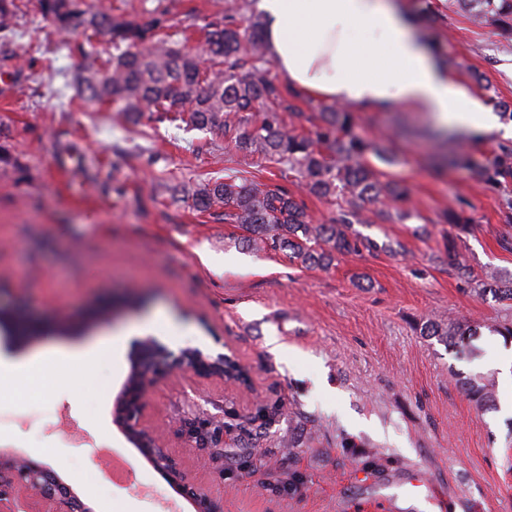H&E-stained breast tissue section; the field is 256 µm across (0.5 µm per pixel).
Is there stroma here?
I'll return each mask as SVG.
<instances>
[{
	"label": "stroma",
	"instance_id": "obj_1",
	"mask_svg": "<svg viewBox=\"0 0 512 512\" xmlns=\"http://www.w3.org/2000/svg\"><path fill=\"white\" fill-rule=\"evenodd\" d=\"M438 18L426 29L450 69L488 105L512 102V37L478 25L448 0H415ZM17 28L38 29L28 52L0 38V143L14 162L0 165V286L37 320L65 313L67 331L32 339L0 327V351L14 359L44 349L97 347L93 370L48 362L0 386V450L50 466L91 507L112 512H195L147 460L130 484L87 477L101 449L133 452L113 422L115 397L130 372L116 347L155 335L169 348L226 353L247 384L212 381L180 369L149 390L144 425L162 432L169 454L223 498L224 512H512V415L473 407L459 378L493 375L503 349L492 327L512 304L482 298L449 270L445 241L475 274H512V223L500 193L464 168L437 171L448 149L491 158L512 145V122L475 140H447L436 113L394 105L359 109V132L391 151L372 166L409 187L405 218L375 220L365 207L352 231L360 252L326 268H304L257 251L222 216L201 213L159 187L166 174L200 175L233 166L257 171L259 158L229 154L220 131L157 125L135 135L113 111L63 98L41 85L49 68L72 76L84 58L74 37L23 0ZM109 170L113 184L98 173ZM464 208L466 231L440 221ZM430 318L466 320L485 331L470 359L422 335ZM284 343L274 352L266 344ZM271 408L259 418V406ZM222 429L216 448H198L185 421ZM376 451L362 471L352 451Z\"/></svg>",
	"mask_w": 512,
	"mask_h": 512
}]
</instances>
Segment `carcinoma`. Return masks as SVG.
<instances>
[{"mask_svg": "<svg viewBox=\"0 0 512 512\" xmlns=\"http://www.w3.org/2000/svg\"><path fill=\"white\" fill-rule=\"evenodd\" d=\"M479 24L512 34V0H453ZM43 18L61 33L103 36L112 43V55L100 60L84 56L85 66L72 82L74 98L115 107L125 123L168 121L178 126L224 133V142L240 153L258 156L274 165L276 179L263 182L241 170L222 177L188 180L175 192L190 199L202 213L223 210L224 223L235 224L242 240L256 250L283 252L305 268L327 267L336 256L359 250L350 225L360 220L367 203L380 204L377 218H404L401 205L410 195L407 186L385 179L367 156L387 160L386 150L361 137L357 113L326 107L306 112L302 95L277 82L267 68L263 23L250 12L249 0H233L204 32L210 66L200 69L196 56L181 46L188 40L191 22H173L175 4L158 0L129 19L127 4L112 13L94 11L86 0H38ZM20 0H0V35L15 36ZM253 123L244 130L243 126ZM450 165L470 168L474 178L503 192L500 211L512 221V146H504L491 159L477 163L455 154ZM299 180L305 192L339 203L332 224H314L306 201L291 189ZM448 267L474 285L482 296L512 300V279L493 274L479 278L467 267L455 239L446 243ZM423 334L450 347L479 338L466 321L448 325L428 320ZM463 394L479 410L495 408V379L474 375L461 380Z\"/></svg>", "mask_w": 512, "mask_h": 512, "instance_id": "cac0c4a2", "label": "carcinoma"}]
</instances>
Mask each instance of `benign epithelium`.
Listing matches in <instances>:
<instances>
[{"mask_svg": "<svg viewBox=\"0 0 512 512\" xmlns=\"http://www.w3.org/2000/svg\"><path fill=\"white\" fill-rule=\"evenodd\" d=\"M131 372L115 399L113 420L127 439L146 456L165 480L195 505L196 512H224V500L191 480L164 448L161 436L140 425L151 385L173 369H184L204 378H224L225 355H208L197 348L177 352L154 337L131 344ZM182 432L196 445L209 448L218 441L200 421L185 423ZM34 498V512H94L50 467L22 456L0 453V512H16L15 495Z\"/></svg>", "mask_w": 512, "mask_h": 512, "instance_id": "obj_1", "label": "benign epithelium"}]
</instances>
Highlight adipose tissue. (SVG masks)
<instances>
[{
	"mask_svg": "<svg viewBox=\"0 0 512 512\" xmlns=\"http://www.w3.org/2000/svg\"><path fill=\"white\" fill-rule=\"evenodd\" d=\"M257 8L269 56L296 91L372 111L403 103L485 133L499 127L492 107L428 52L403 0H258Z\"/></svg>",
	"mask_w": 512,
	"mask_h": 512,
	"instance_id": "obj_1",
	"label": "adipose tissue"
}]
</instances>
